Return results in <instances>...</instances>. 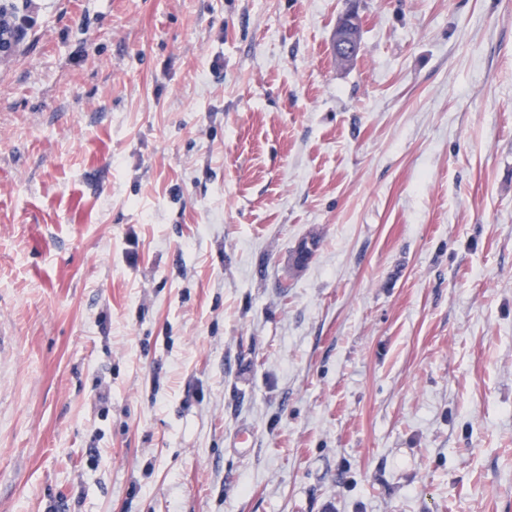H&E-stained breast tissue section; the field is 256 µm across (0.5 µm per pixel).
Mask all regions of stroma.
Listing matches in <instances>:
<instances>
[{
  "instance_id": "stroma-1",
  "label": "stroma",
  "mask_w": 512,
  "mask_h": 512,
  "mask_svg": "<svg viewBox=\"0 0 512 512\" xmlns=\"http://www.w3.org/2000/svg\"><path fill=\"white\" fill-rule=\"evenodd\" d=\"M0 6V512H512V0ZM356 24H359V17L355 12H347L339 19L334 37L336 50L347 55L355 54L354 45L349 40L347 33Z\"/></svg>"
}]
</instances>
